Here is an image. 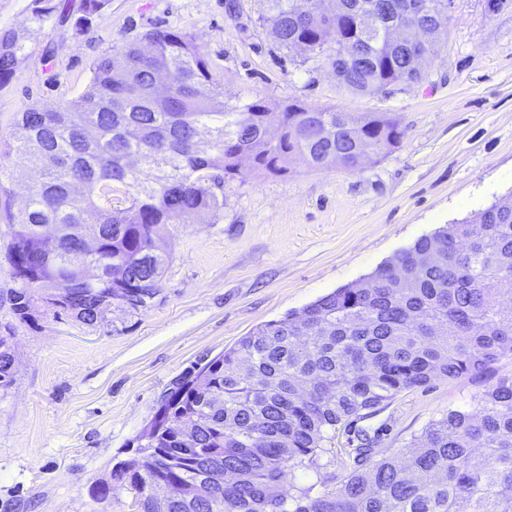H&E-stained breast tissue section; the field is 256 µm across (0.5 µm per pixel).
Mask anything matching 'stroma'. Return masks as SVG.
<instances>
[{"instance_id": "35a3bbf8", "label": "stroma", "mask_w": 512, "mask_h": 512, "mask_svg": "<svg viewBox=\"0 0 512 512\" xmlns=\"http://www.w3.org/2000/svg\"><path fill=\"white\" fill-rule=\"evenodd\" d=\"M82 0H0V30H34L0 86V138L28 106L78 96L89 65L155 27L192 35L216 65L229 103L253 97L353 113L396 115L404 136L387 157L348 173L295 162L288 174L224 184V211L177 224L161 293L138 313L116 306L88 325L37 303L15 320L16 283L0 224V336L11 339L13 382L0 389V512H134L133 493L93 498L148 429L161 396L182 374L277 320L392 261L420 237L472 216L512 191V0H448L446 43L420 84L374 96L338 87L323 61L281 48L264 0H108L76 28ZM512 361L461 380L435 379L338 431L337 454L302 484L336 489L351 469L358 432L391 454L451 409L472 410Z\"/></svg>"}]
</instances>
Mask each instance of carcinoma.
Wrapping results in <instances>:
<instances>
[{
    "instance_id": "carcinoma-1",
    "label": "carcinoma",
    "mask_w": 512,
    "mask_h": 512,
    "mask_svg": "<svg viewBox=\"0 0 512 512\" xmlns=\"http://www.w3.org/2000/svg\"><path fill=\"white\" fill-rule=\"evenodd\" d=\"M108 0H83L81 27ZM280 47L312 45L306 64H341L338 84L372 95L417 80L412 52L378 36L362 39L347 18L304 26V0H267ZM34 32L0 30V84L13 75ZM146 41L150 51L139 46ZM167 95L150 93L154 74ZM25 138L0 140V223L9 261L28 274L11 291L14 318L32 319L33 288L66 277L75 284L56 307L90 325L98 304L126 295L145 311L160 295L169 255L159 242L176 224L215 219L226 179L252 170L284 174L295 155L317 170L361 169L357 142L378 158L400 143L399 118L262 98L229 107L224 84L193 36L154 28L105 50L76 98L16 113ZM35 170L25 208L13 211V168ZM127 206L112 207L113 198ZM97 213L90 224L85 213ZM99 241L104 277L82 282L77 233ZM437 253V264L422 256ZM512 193L462 222L418 239L395 261L270 321L199 371L185 373L161 402L155 438L113 467L95 490L136 491L137 512H512V375L452 409L396 454L355 449L356 467L332 491L287 476L316 469L336 430L376 412L400 392L433 379L476 375L512 360ZM14 355L0 336V388Z\"/></svg>"
}]
</instances>
